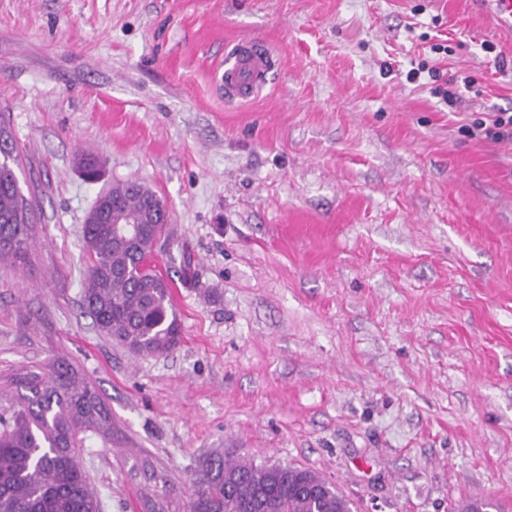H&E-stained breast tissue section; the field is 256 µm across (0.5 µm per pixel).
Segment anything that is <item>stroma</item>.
I'll list each match as a JSON object with an SVG mask.
<instances>
[{
	"instance_id": "obj_1",
	"label": "stroma",
	"mask_w": 512,
	"mask_h": 512,
	"mask_svg": "<svg viewBox=\"0 0 512 512\" xmlns=\"http://www.w3.org/2000/svg\"><path fill=\"white\" fill-rule=\"evenodd\" d=\"M250 41L274 69L226 100L224 52ZM432 66L473 79L456 107ZM500 110L512 31L476 0H0L37 218L0 260V413L17 374L78 370L112 416L77 450L101 512H186L218 449L317 471L354 512H512V146L465 130ZM127 180L170 210L182 340L161 357L83 306L82 225Z\"/></svg>"
}]
</instances>
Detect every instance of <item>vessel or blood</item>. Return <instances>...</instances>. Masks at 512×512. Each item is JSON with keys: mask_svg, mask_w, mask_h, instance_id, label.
I'll list each match as a JSON object with an SVG mask.
<instances>
[{"mask_svg": "<svg viewBox=\"0 0 512 512\" xmlns=\"http://www.w3.org/2000/svg\"><path fill=\"white\" fill-rule=\"evenodd\" d=\"M274 66L265 44L254 43L236 48L224 55V95L232 100L246 101L267 82Z\"/></svg>", "mask_w": 512, "mask_h": 512, "instance_id": "b4317fda", "label": "vessel or blood"}]
</instances>
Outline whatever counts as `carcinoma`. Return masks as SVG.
Wrapping results in <instances>:
<instances>
[{"instance_id": "obj_1", "label": "carcinoma", "mask_w": 512, "mask_h": 512, "mask_svg": "<svg viewBox=\"0 0 512 512\" xmlns=\"http://www.w3.org/2000/svg\"><path fill=\"white\" fill-rule=\"evenodd\" d=\"M112 223H142L131 244L102 224H85L89 261L84 288L96 326L137 356L173 351L181 324L170 285L146 262L169 214L146 184L130 180L104 195ZM34 200L26 197L10 164L0 169V256L24 257L33 244ZM21 394L0 414V512H100V503L77 458L80 434L104 432L110 414L76 373L59 366L49 374L16 379ZM188 512H352L350 501L309 468L231 461L216 451L195 468Z\"/></svg>"}]
</instances>
